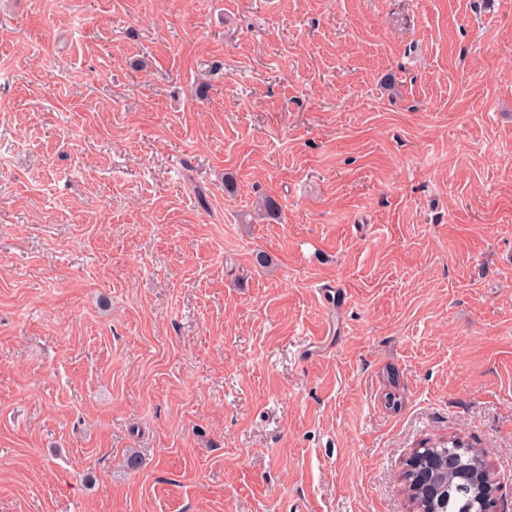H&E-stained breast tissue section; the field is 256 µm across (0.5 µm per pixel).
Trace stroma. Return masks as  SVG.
<instances>
[{
	"label": "stroma",
	"mask_w": 512,
	"mask_h": 512,
	"mask_svg": "<svg viewBox=\"0 0 512 512\" xmlns=\"http://www.w3.org/2000/svg\"><path fill=\"white\" fill-rule=\"evenodd\" d=\"M0 157V512H512V0H0ZM434 511L427 512H486L485 499L475 485H461L449 481L448 487L431 505Z\"/></svg>",
	"instance_id": "obj_1"
}]
</instances>
